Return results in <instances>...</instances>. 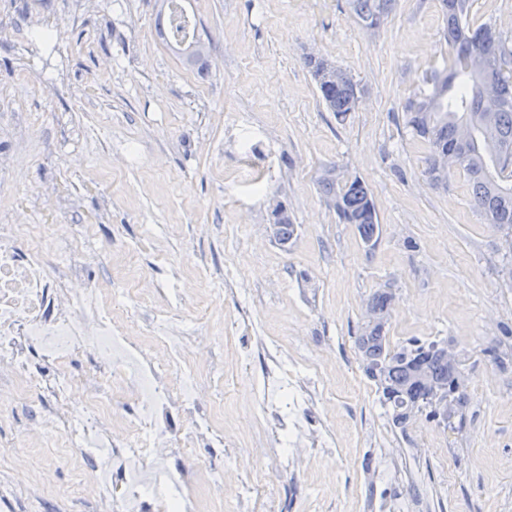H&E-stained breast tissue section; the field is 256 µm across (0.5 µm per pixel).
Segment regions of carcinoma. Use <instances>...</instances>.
Wrapping results in <instances>:
<instances>
[{
  "mask_svg": "<svg viewBox=\"0 0 512 512\" xmlns=\"http://www.w3.org/2000/svg\"><path fill=\"white\" fill-rule=\"evenodd\" d=\"M364 29L376 32L388 15L394 0H351ZM473 0H441L446 22L444 38L451 49L448 67L427 74L429 91L408 98L403 106L406 126L426 142L430 154L425 173L436 185L448 184L456 171L466 174L474 207L502 234H512V34L489 23L471 22ZM173 0H157L155 26L159 36L182 63L199 73L209 69L210 44L198 34L184 44L167 40V33L184 29L181 18L173 14ZM326 108L343 121L354 111V101L362 94L360 85L346 71L326 58L309 64ZM448 152V168L433 165L434 155ZM321 189L344 224L357 225L362 241L374 245L382 227L373 199L358 178L341 180L336 170H328L320 180ZM295 235L288 217L276 225L274 238L282 247ZM390 299L377 290L366 309L380 318ZM364 374L382 392L383 404L398 405L402 395L425 396L416 371L448 386V398L455 412L468 403L467 389L460 388L448 364L439 357L437 342L391 346L379 325L363 324L355 336Z\"/></svg>",
  "mask_w": 512,
  "mask_h": 512,
  "instance_id": "1",
  "label": "carcinoma"
}]
</instances>
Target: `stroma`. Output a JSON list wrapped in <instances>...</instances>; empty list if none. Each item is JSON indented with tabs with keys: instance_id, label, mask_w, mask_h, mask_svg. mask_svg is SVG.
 I'll return each mask as SVG.
<instances>
[{
	"instance_id": "obj_1",
	"label": "stroma",
	"mask_w": 512,
	"mask_h": 512,
	"mask_svg": "<svg viewBox=\"0 0 512 512\" xmlns=\"http://www.w3.org/2000/svg\"><path fill=\"white\" fill-rule=\"evenodd\" d=\"M211 40L210 71L181 64L157 37L155 0H0V222L93 224L84 242L136 245L162 286L203 273L221 289L207 312L211 374L224 394V509L239 475L257 471L259 512H512V285L508 250L473 208L464 174L430 185L429 148L403 104L448 64L439 0H395L370 34L349 0H189ZM53 36L52 47L40 39ZM328 58L362 87L339 122L305 59ZM360 178L382 234L365 245L319 188L328 168ZM296 235L280 247L271 202ZM209 227L199 236L197 225ZM170 262L160 265L157 254ZM396 296L393 344L455 346L468 378L463 426L418 414L394 426L360 365L354 338L368 297ZM280 338L320 367L330 392L317 425L334 446L281 474L253 421L249 350ZM250 454H243V447ZM52 488H43V471ZM26 512L77 497L60 449L0 460Z\"/></svg>"
}]
</instances>
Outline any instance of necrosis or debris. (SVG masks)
Returning <instances> with one entry per match:
<instances>
[{
	"instance_id": "necrosis-or-debris-1",
	"label": "necrosis or debris",
	"mask_w": 512,
	"mask_h": 512,
	"mask_svg": "<svg viewBox=\"0 0 512 512\" xmlns=\"http://www.w3.org/2000/svg\"><path fill=\"white\" fill-rule=\"evenodd\" d=\"M126 260L119 248L84 250L57 224L0 223V425L20 408L32 411L6 445L16 459L39 444L62 448L80 471L83 498L103 502L106 512L149 502L148 489L128 472L132 463L150 469L181 456V494L224 483L223 464L200 463L195 453L224 439L223 397L209 376L211 344L204 336L185 340L182 304L203 303L202 290L175 288L163 301L146 273L115 289L87 273L91 265ZM151 305L156 314L140 327L139 313ZM260 348L272 366L251 383L256 424L272 430L281 447L274 468L292 471L307 440L328 445L311 428L323 411L307 393L318 370L289 360L280 339L263 338ZM162 411L177 414L183 427H160ZM101 448L112 451L106 476Z\"/></svg>"
}]
</instances>
